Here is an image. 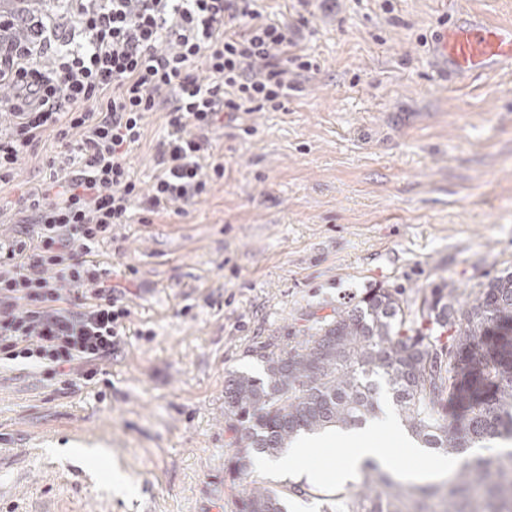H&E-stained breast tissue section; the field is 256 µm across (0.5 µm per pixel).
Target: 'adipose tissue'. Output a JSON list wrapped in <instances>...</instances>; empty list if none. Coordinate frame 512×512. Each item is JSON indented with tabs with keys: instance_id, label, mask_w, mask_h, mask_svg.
Segmentation results:
<instances>
[{
	"instance_id": "adipose-tissue-1",
	"label": "adipose tissue",
	"mask_w": 512,
	"mask_h": 512,
	"mask_svg": "<svg viewBox=\"0 0 512 512\" xmlns=\"http://www.w3.org/2000/svg\"><path fill=\"white\" fill-rule=\"evenodd\" d=\"M374 425L339 430L326 429L324 432L306 436L295 441L288 453L275 459H261L262 470L278 478L292 475L315 481L317 473L311 462L310 451L315 447H330L337 450L338 456L333 462L332 477L344 483L354 480L363 465L370 460L382 461L383 449L374 442Z\"/></svg>"
}]
</instances>
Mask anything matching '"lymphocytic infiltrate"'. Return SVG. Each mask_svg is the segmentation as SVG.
<instances>
[{
    "mask_svg": "<svg viewBox=\"0 0 512 512\" xmlns=\"http://www.w3.org/2000/svg\"><path fill=\"white\" fill-rule=\"evenodd\" d=\"M258 0H75L67 21L0 16V186L45 138L58 155L0 233V368L22 365L59 391L91 383L117 353L132 311L97 259L134 210L182 212L224 177L212 129L283 110L317 70L300 44L312 0L291 21ZM163 112L149 189L128 156L147 113Z\"/></svg>",
    "mask_w": 512,
    "mask_h": 512,
    "instance_id": "f902f5d3",
    "label": "lymphocytic infiltrate"
}]
</instances>
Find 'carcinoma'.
Listing matches in <instances>:
<instances>
[{
    "label": "carcinoma",
    "mask_w": 512,
    "mask_h": 512,
    "mask_svg": "<svg viewBox=\"0 0 512 512\" xmlns=\"http://www.w3.org/2000/svg\"><path fill=\"white\" fill-rule=\"evenodd\" d=\"M427 329L406 327L401 296L371 288L351 306L317 317L286 352L261 350V377L224 381V424L232 433L226 472L238 476L252 452L277 457L302 434L362 426L388 396L422 447L460 461L439 483L409 485L370 466L361 486L330 494L343 512H512V452L490 465L474 445L512 438V273L480 285L460 304L457 289L423 301ZM453 332L452 344L442 333ZM236 512H288L282 495L252 486Z\"/></svg>",
    "instance_id": "obj_1"
}]
</instances>
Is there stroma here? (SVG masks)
<instances>
[{
  "label": "stroma",
  "instance_id": "stroma-1",
  "mask_svg": "<svg viewBox=\"0 0 512 512\" xmlns=\"http://www.w3.org/2000/svg\"><path fill=\"white\" fill-rule=\"evenodd\" d=\"M381 5L315 4L303 44L319 70L284 110L249 115L253 135L212 131L224 179L187 213L135 211L101 245L132 311L105 398L0 371V512H236L255 482L320 512L255 464L225 482V378L262 374L260 346L288 350L310 315L368 289L399 292L415 328L437 285L466 299L512 271V71L450 78L436 49L463 15L512 23V0ZM164 134L150 113L129 156L141 188ZM55 149L48 137L27 153L0 195L40 183Z\"/></svg>",
  "mask_w": 512,
  "mask_h": 512
}]
</instances>
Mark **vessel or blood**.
<instances>
[{
    "label": "vessel or blood",
    "mask_w": 512,
    "mask_h": 512,
    "mask_svg": "<svg viewBox=\"0 0 512 512\" xmlns=\"http://www.w3.org/2000/svg\"><path fill=\"white\" fill-rule=\"evenodd\" d=\"M437 45L448 71L512 70V25L465 18L443 32Z\"/></svg>",
    "instance_id": "b4317fda"
}]
</instances>
